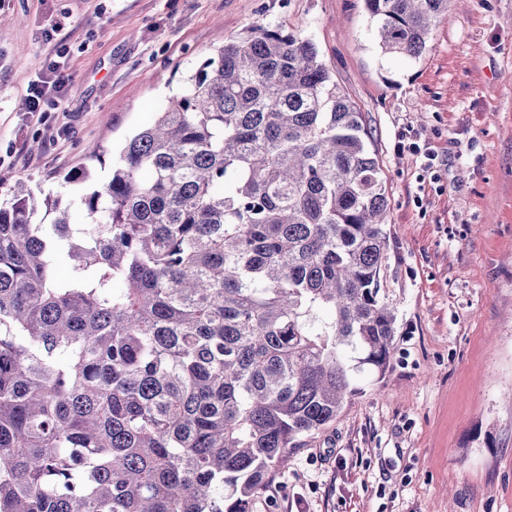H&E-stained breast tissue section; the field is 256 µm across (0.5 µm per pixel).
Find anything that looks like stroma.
Masks as SVG:
<instances>
[{"label":"stroma","mask_w":512,"mask_h":512,"mask_svg":"<svg viewBox=\"0 0 512 512\" xmlns=\"http://www.w3.org/2000/svg\"><path fill=\"white\" fill-rule=\"evenodd\" d=\"M67 22L66 97L22 112ZM302 31L361 109L389 204L395 352L295 449L252 512H512V0H469L416 60L382 54L363 0H0V202L25 182L73 225L111 157L225 40ZM444 164L396 155L400 134ZM105 145L104 162L87 161ZM88 166L79 184L64 177Z\"/></svg>","instance_id":"1"}]
</instances>
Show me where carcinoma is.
Here are the masks:
<instances>
[{
  "instance_id": "cac0c4a2",
  "label": "carcinoma",
  "mask_w": 512,
  "mask_h": 512,
  "mask_svg": "<svg viewBox=\"0 0 512 512\" xmlns=\"http://www.w3.org/2000/svg\"><path fill=\"white\" fill-rule=\"evenodd\" d=\"M410 59L464 0H364ZM313 41L251 26L81 197L0 206V512H251L389 367L387 196ZM69 264L74 277L56 269Z\"/></svg>"
}]
</instances>
